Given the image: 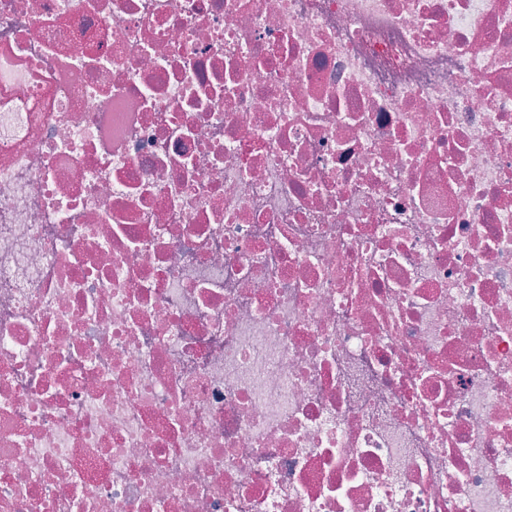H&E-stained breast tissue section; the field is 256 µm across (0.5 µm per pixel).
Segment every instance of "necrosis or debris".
<instances>
[{
    "mask_svg": "<svg viewBox=\"0 0 512 512\" xmlns=\"http://www.w3.org/2000/svg\"><path fill=\"white\" fill-rule=\"evenodd\" d=\"M0 512H512V0H0Z\"/></svg>",
    "mask_w": 512,
    "mask_h": 512,
    "instance_id": "obj_1",
    "label": "necrosis or debris"
}]
</instances>
